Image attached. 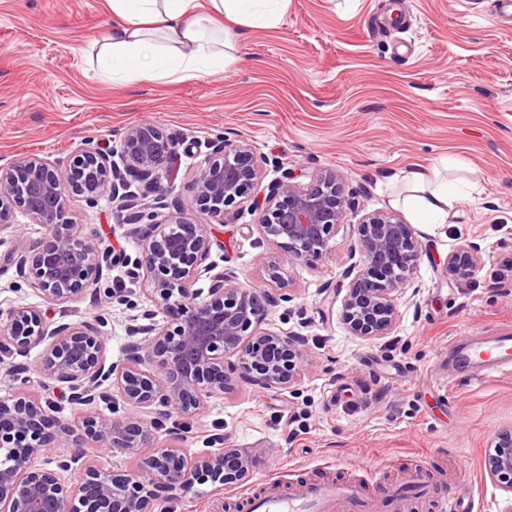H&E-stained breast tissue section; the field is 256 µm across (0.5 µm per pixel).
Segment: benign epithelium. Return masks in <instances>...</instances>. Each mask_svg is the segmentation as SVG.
I'll return each mask as SVG.
<instances>
[{
	"instance_id": "7a95c632",
	"label": "benign epithelium",
	"mask_w": 512,
	"mask_h": 512,
	"mask_svg": "<svg viewBox=\"0 0 512 512\" xmlns=\"http://www.w3.org/2000/svg\"><path fill=\"white\" fill-rule=\"evenodd\" d=\"M207 148L213 159L195 174L194 200L222 224L226 207L258 190L259 169L246 143L217 136ZM175 155L170 135L142 123L129 127L110 148L83 144L65 164L20 154L0 166V227L15 224L20 209L42 228L33 241L19 237L6 255L19 280L50 303L82 301L95 307L101 302L98 283L112 267L125 264L133 277L148 283L152 303L136 315L140 323L131 329L134 340L122 361L110 363L98 316L69 323L55 322L32 305L0 310L1 354L25 357L43 347V387L74 405L104 409L76 430L49 399L21 386L0 397V512H143L161 490L173 499L206 481L217 488L238 485L247 478L248 464L237 449L191 457L179 437L156 444L152 425L173 411L194 417L208 399L240 382L282 390L301 381L308 362L305 336L258 329L257 312L269 300L268 291L215 271L205 230L181 216L162 214L168 208L163 198H156L157 212L141 209L140 200L169 176L168 161ZM74 197L91 206L109 198L122 223L136 225L140 257L133 261L103 240L81 235L65 217ZM351 210L344 176L336 169H322L308 185L286 174L266 186L259 226L296 263L327 251L331 234ZM357 233L359 261L344 272L349 283L342 319L354 336H389L399 316L398 297L410 286L421 256L419 233L392 210L364 215ZM482 253L481 244L470 241L448 256V264L465 277ZM203 277L209 280L205 290L195 287ZM160 313L175 324L158 321ZM151 352L161 357L154 370L144 367ZM89 447L135 457L136 467L124 479L89 467L79 482L66 484L62 474ZM491 447L486 471L512 494V480H505L512 474V431L497 435ZM37 453L51 467L35 466Z\"/></svg>"
}]
</instances>
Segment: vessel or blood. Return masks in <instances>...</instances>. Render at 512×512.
<instances>
[{"mask_svg": "<svg viewBox=\"0 0 512 512\" xmlns=\"http://www.w3.org/2000/svg\"><path fill=\"white\" fill-rule=\"evenodd\" d=\"M457 365L473 377L512 373V333L493 334L475 340H454L448 345ZM429 483L424 469L404 473L395 483L378 481L306 484L269 483L249 501L250 512H368L377 493H423Z\"/></svg>", "mask_w": 512, "mask_h": 512, "instance_id": "b4317fda", "label": "vessel or blood"}]
</instances>
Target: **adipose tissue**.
Masks as SVG:
<instances>
[{"label":"adipose tissue","instance_id":"ef3b65f1","mask_svg":"<svg viewBox=\"0 0 512 512\" xmlns=\"http://www.w3.org/2000/svg\"><path fill=\"white\" fill-rule=\"evenodd\" d=\"M112 29L100 46L98 76L117 82L182 81L229 63L242 29L276 24L287 0H108ZM231 27H218L221 19ZM405 206L415 223L444 224L456 202L438 168L411 171Z\"/></svg>","mask_w":512,"mask_h":512}]
</instances>
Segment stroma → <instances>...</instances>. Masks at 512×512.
I'll return each mask as SVG.
<instances>
[{"label":"stroma","mask_w":512,"mask_h":512,"mask_svg":"<svg viewBox=\"0 0 512 512\" xmlns=\"http://www.w3.org/2000/svg\"><path fill=\"white\" fill-rule=\"evenodd\" d=\"M112 24L107 0H0V165L36 153L68 159L83 143L111 146L126 127L152 123L179 141L175 178L159 192L171 212L205 228L217 269L264 284L281 265L289 300L272 298L261 329L302 332L310 362L282 391L246 384L209 399L195 418L170 413L157 442L181 434L190 455L240 449L239 486H196L152 499L151 512H241L242 496L266 479L314 482L375 475L392 482L427 467L440 493L473 497L478 512L512 507L485 471L493 439L512 429V375L458 373L448 342L512 329V25L493 0H288L271 27L246 30L230 66L196 79L112 82L94 76L93 44ZM248 143L263 183L290 172L311 183L322 168L345 177L355 206L326 252L300 263L266 238L250 203L223 223L192 203L209 160L208 140ZM443 164L460 194L444 224H421L423 253L392 335H352L341 318L344 272L354 264L357 225L369 212H404L405 173ZM85 235L131 257L141 251L109 199L68 203ZM14 229H0V309L39 303L4 259ZM484 250L467 278L448 256L467 240ZM53 320L101 316L109 361L129 342L124 306L51 305Z\"/></svg>","instance_id":"stroma-1"}]
</instances>
